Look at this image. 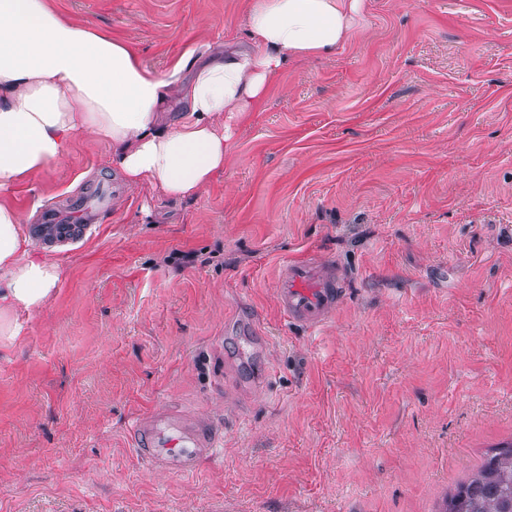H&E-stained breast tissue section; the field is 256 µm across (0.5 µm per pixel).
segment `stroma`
Segmentation results:
<instances>
[{"instance_id": "obj_1", "label": "stroma", "mask_w": 512, "mask_h": 512, "mask_svg": "<svg viewBox=\"0 0 512 512\" xmlns=\"http://www.w3.org/2000/svg\"><path fill=\"white\" fill-rule=\"evenodd\" d=\"M166 73L246 40L249 0H50ZM109 182L92 232L37 250L57 291L0 342V512H440L512 440V0H365L289 63L197 197L129 188L77 139L0 201L30 224ZM345 298L285 325L282 263ZM226 426L189 476L132 449L140 414Z\"/></svg>"}]
</instances>
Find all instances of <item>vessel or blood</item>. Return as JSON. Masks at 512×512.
Instances as JSON below:
<instances>
[{"instance_id": "vessel-or-blood-1", "label": "vessel or blood", "mask_w": 512, "mask_h": 512, "mask_svg": "<svg viewBox=\"0 0 512 512\" xmlns=\"http://www.w3.org/2000/svg\"><path fill=\"white\" fill-rule=\"evenodd\" d=\"M340 276L317 259L288 261L277 283V302L289 321L315 328L332 317L343 300ZM133 437L137 453L154 467L188 474L199 460L215 455L220 438L204 417L160 411L136 421Z\"/></svg>"}]
</instances>
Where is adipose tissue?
I'll return each mask as SVG.
<instances>
[{
	"instance_id": "ef3b65f1",
	"label": "adipose tissue",
	"mask_w": 512,
	"mask_h": 512,
	"mask_svg": "<svg viewBox=\"0 0 512 512\" xmlns=\"http://www.w3.org/2000/svg\"><path fill=\"white\" fill-rule=\"evenodd\" d=\"M363 0H250L248 47L171 71L128 44L63 18L49 0H0V193L62 164L80 137L104 143L129 187L193 198L224 171L232 126L264 102L289 61L348 42ZM183 110L169 116L166 103ZM26 217L0 203V341L41 309L61 264L34 249Z\"/></svg>"
}]
</instances>
